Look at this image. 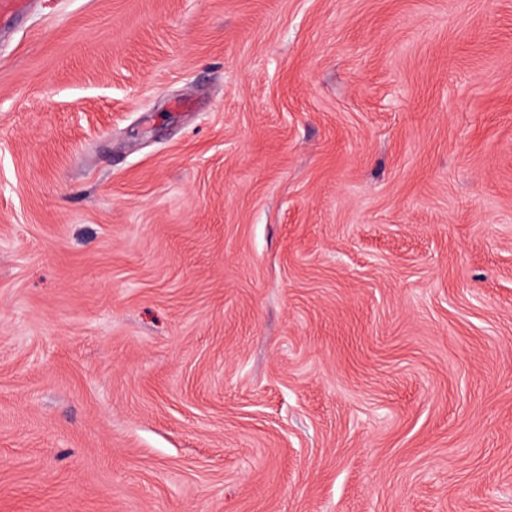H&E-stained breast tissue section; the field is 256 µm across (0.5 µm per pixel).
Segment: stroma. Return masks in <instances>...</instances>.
Returning a JSON list of instances; mask_svg holds the SVG:
<instances>
[{"label": "stroma", "mask_w": 512, "mask_h": 512, "mask_svg": "<svg viewBox=\"0 0 512 512\" xmlns=\"http://www.w3.org/2000/svg\"><path fill=\"white\" fill-rule=\"evenodd\" d=\"M0 512H512V0H34Z\"/></svg>", "instance_id": "obj_1"}]
</instances>
